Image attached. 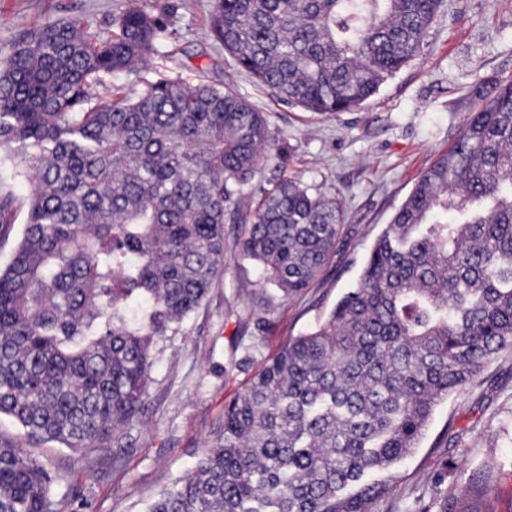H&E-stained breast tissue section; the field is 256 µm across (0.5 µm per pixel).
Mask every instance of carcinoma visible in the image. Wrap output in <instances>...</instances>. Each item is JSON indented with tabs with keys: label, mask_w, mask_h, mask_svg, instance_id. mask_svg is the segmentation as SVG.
Wrapping results in <instances>:
<instances>
[{
	"label": "carcinoma",
	"mask_w": 512,
	"mask_h": 512,
	"mask_svg": "<svg viewBox=\"0 0 512 512\" xmlns=\"http://www.w3.org/2000/svg\"><path fill=\"white\" fill-rule=\"evenodd\" d=\"M439 6L217 0L211 33L276 96L332 115L419 55ZM164 15L127 6L106 37L58 20L0 52V151L30 182L0 267V416L30 444L122 447L157 339L224 270V225H248L239 252L284 297L336 250L337 200L291 178L255 189L286 155L238 91L163 76L133 97L93 98L159 52ZM472 94L359 280L224 406L193 469L148 512H374L437 404L512 350V79ZM64 480L0 438V512H69Z\"/></svg>",
	"instance_id": "1"
}]
</instances>
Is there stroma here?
Segmentation results:
<instances>
[{
  "label": "stroma",
  "mask_w": 512,
  "mask_h": 512,
  "mask_svg": "<svg viewBox=\"0 0 512 512\" xmlns=\"http://www.w3.org/2000/svg\"><path fill=\"white\" fill-rule=\"evenodd\" d=\"M166 10L168 40L137 74L94 85L141 88L161 75L229 85L263 112L290 160L271 161L262 186L294 178L338 198L343 222L335 254L309 288L288 298L265 285L239 242L245 225L224 227V273L181 331L153 351L141 414L123 447L74 457L33 446L49 468L64 467L59 495L85 512H146L193 466L240 392L289 338L324 321L357 280L369 249L421 173L457 138L473 83L512 78V0H443L423 51L359 108L317 115L278 98L243 71L210 34L216 0H138ZM124 0H0V49L22 32L72 16L105 33ZM376 512H438L453 486L488 477L483 512H512V351L495 357L463 390L435 408L414 453L398 464Z\"/></svg>",
  "instance_id": "obj_1"
}]
</instances>
